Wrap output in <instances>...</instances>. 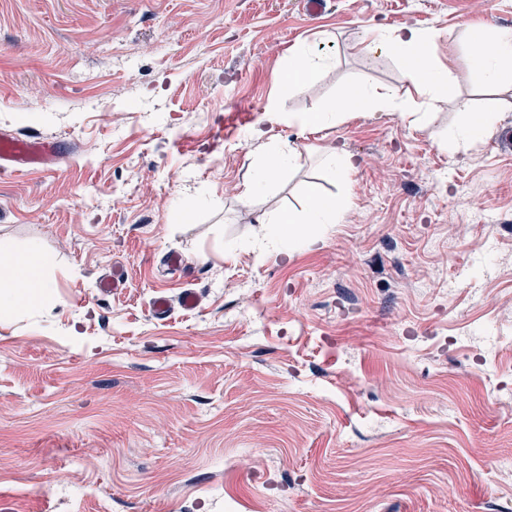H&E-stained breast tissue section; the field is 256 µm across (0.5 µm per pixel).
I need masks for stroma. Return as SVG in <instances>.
I'll return each instance as SVG.
<instances>
[{
    "instance_id": "stroma-1",
    "label": "stroma",
    "mask_w": 512,
    "mask_h": 512,
    "mask_svg": "<svg viewBox=\"0 0 512 512\" xmlns=\"http://www.w3.org/2000/svg\"><path fill=\"white\" fill-rule=\"evenodd\" d=\"M377 23L438 33L456 80L430 121L265 122L354 79L413 96L359 45ZM478 27L512 30V0H0V135L66 147L0 175V282L35 241L54 285L0 313V512H512V78L484 88ZM299 43L325 73L281 84ZM459 98L496 132L452 150ZM240 105L261 137L215 139ZM291 142L298 165L244 200ZM312 189L337 223L259 249ZM160 289L200 303L156 317ZM322 157L334 174L339 176L347 177L355 170L351 156L343 150L336 149L334 146L325 148L322 152ZM279 215L271 216L263 222L267 224L264 231V239L271 244L285 246L291 244L293 239L288 238V224H284Z\"/></svg>"
}]
</instances>
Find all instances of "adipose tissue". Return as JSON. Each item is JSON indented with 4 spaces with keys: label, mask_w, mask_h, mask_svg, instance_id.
<instances>
[{
    "label": "adipose tissue",
    "mask_w": 512,
    "mask_h": 512,
    "mask_svg": "<svg viewBox=\"0 0 512 512\" xmlns=\"http://www.w3.org/2000/svg\"><path fill=\"white\" fill-rule=\"evenodd\" d=\"M434 33L413 28L391 29L380 24L369 29L365 49L370 53H386L401 58L407 82L419 97L437 99L450 86L453 75L437 66L429 52ZM467 50L469 59L483 82L499 83L504 76H512V31H497L486 35H471ZM416 100L400 98L396 93L373 91L365 82L342 85L335 97L316 112L297 115L302 125L319 128L341 119L346 112L370 108L416 117ZM301 151L298 146L269 152L256 169L251 184L244 192L245 198L262 194L276 179L294 167ZM341 204L335 198L309 192L303 210L289 218L269 217L264 238L272 244L288 245V227L292 224H333L338 220ZM50 259L43 255L38 244H29L16 257L11 276V288L0 292V312L26 311L41 303L51 293L52 281L47 275Z\"/></svg>",
    "instance_id": "adipose-tissue-1"
}]
</instances>
